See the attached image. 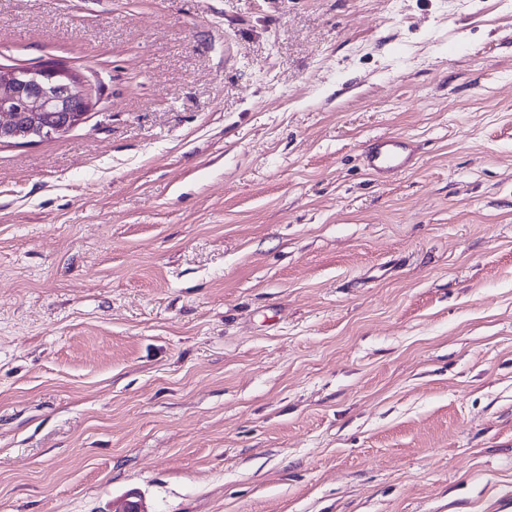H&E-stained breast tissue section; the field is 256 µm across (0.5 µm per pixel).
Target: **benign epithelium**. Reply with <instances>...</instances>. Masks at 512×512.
I'll return each mask as SVG.
<instances>
[{
    "label": "benign epithelium",
    "instance_id": "7a95c632",
    "mask_svg": "<svg viewBox=\"0 0 512 512\" xmlns=\"http://www.w3.org/2000/svg\"><path fill=\"white\" fill-rule=\"evenodd\" d=\"M63 90L74 106L62 125L47 124L46 113L56 104L54 91ZM23 99L26 124L18 126L13 103ZM90 109L84 85L66 69L50 64L29 67H0V139L5 143H35L45 134L63 135L82 123Z\"/></svg>",
    "mask_w": 512,
    "mask_h": 512
}]
</instances>
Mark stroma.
<instances>
[{
  "instance_id": "1",
  "label": "stroma",
  "mask_w": 512,
  "mask_h": 512,
  "mask_svg": "<svg viewBox=\"0 0 512 512\" xmlns=\"http://www.w3.org/2000/svg\"><path fill=\"white\" fill-rule=\"evenodd\" d=\"M48 60L93 106L0 145V512H497L512 0H0ZM412 141L405 136H385L373 142L363 155L367 170L382 180H388L414 165Z\"/></svg>"
}]
</instances>
